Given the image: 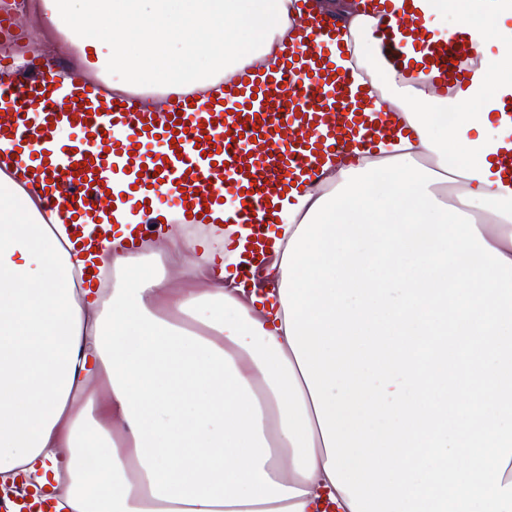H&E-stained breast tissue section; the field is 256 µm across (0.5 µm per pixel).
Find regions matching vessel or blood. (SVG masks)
<instances>
[{"label":"vessel or blood","instance_id":"vessel-or-blood-1","mask_svg":"<svg viewBox=\"0 0 512 512\" xmlns=\"http://www.w3.org/2000/svg\"><path fill=\"white\" fill-rule=\"evenodd\" d=\"M301 40L268 67H247L204 85L118 88L88 48L59 31L58 54L0 57V173L36 191L47 223L74 217L77 232L112 233L116 174L145 210L162 196L192 223L229 201L231 219L265 237L274 198L320 180L340 148H374L390 132L372 109L364 76L337 69L344 52L336 15L314 17L297 0ZM428 41L426 21L382 14L376 38L391 66L405 56L399 33ZM477 29L433 44L428 63L444 88L460 86Z\"/></svg>","mask_w":512,"mask_h":512}]
</instances>
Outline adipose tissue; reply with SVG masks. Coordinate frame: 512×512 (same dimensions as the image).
Wrapping results in <instances>:
<instances>
[{
	"label": "adipose tissue",
	"instance_id": "adipose-tissue-1",
	"mask_svg": "<svg viewBox=\"0 0 512 512\" xmlns=\"http://www.w3.org/2000/svg\"><path fill=\"white\" fill-rule=\"evenodd\" d=\"M392 4L441 38L484 19L468 86L401 75L377 16L342 5L337 64L399 129L275 199L264 245L243 227L213 247L176 209L141 236L122 177L121 235L83 241L0 179L1 479L27 474L55 512H512V0ZM46 7L123 85L269 65L300 37L292 0ZM246 258L261 289L236 279Z\"/></svg>",
	"mask_w": 512,
	"mask_h": 512
}]
</instances>
